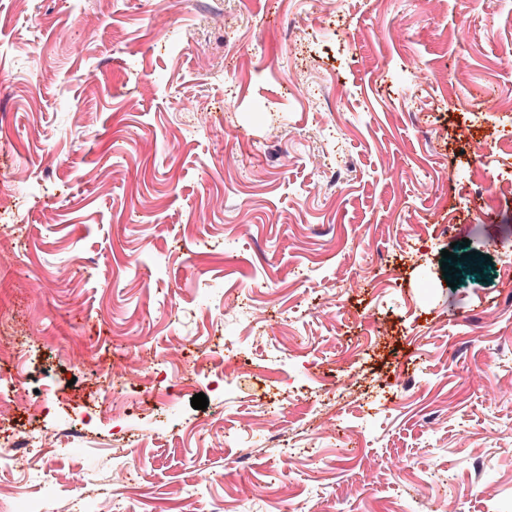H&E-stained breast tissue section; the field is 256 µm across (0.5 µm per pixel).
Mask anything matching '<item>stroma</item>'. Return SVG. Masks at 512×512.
<instances>
[{
  "instance_id": "stroma-1",
  "label": "stroma",
  "mask_w": 512,
  "mask_h": 512,
  "mask_svg": "<svg viewBox=\"0 0 512 512\" xmlns=\"http://www.w3.org/2000/svg\"><path fill=\"white\" fill-rule=\"evenodd\" d=\"M510 99L512 0H0V428L61 443L0 512H512ZM127 334L211 367L160 403Z\"/></svg>"
}]
</instances>
